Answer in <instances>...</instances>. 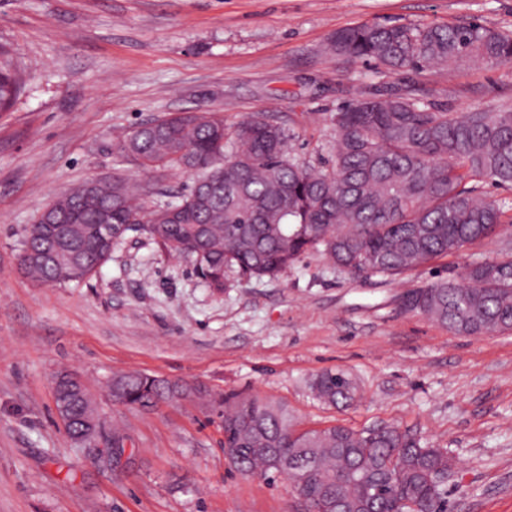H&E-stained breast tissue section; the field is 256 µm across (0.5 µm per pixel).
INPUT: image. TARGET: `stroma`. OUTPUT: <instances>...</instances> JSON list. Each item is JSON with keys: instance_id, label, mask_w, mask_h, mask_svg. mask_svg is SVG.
Instances as JSON below:
<instances>
[{"instance_id": "1", "label": "stroma", "mask_w": 512, "mask_h": 512, "mask_svg": "<svg viewBox=\"0 0 512 512\" xmlns=\"http://www.w3.org/2000/svg\"><path fill=\"white\" fill-rule=\"evenodd\" d=\"M472 20L512 30V0H0V46L26 77L0 112V512H303L288 480L225 461L218 401L229 393L286 405L301 430L399 424L451 450L448 512H512V334L458 336L398 302L492 255L511 226L389 280L312 253L278 278H235L215 293L189 261L132 232L87 283L44 286L19 270L27 228L75 183L191 185L188 172L144 175L115 149V131L196 109L229 125L260 113L317 167L337 107L409 79L331 54L336 31ZM418 81L457 112L512 105V64L474 61ZM325 369L349 372L359 400L317 401L310 381ZM61 371L82 376L104 426L125 434L131 465L100 467L68 437L53 399ZM118 371L208 394L117 405L106 382Z\"/></svg>"}]
</instances>
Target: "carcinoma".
<instances>
[{"label":"carcinoma","instance_id":"cac0c4a2","mask_svg":"<svg viewBox=\"0 0 512 512\" xmlns=\"http://www.w3.org/2000/svg\"><path fill=\"white\" fill-rule=\"evenodd\" d=\"M330 50L351 62L419 75L467 61L512 64V32L475 22L414 25L362 23L337 31ZM25 87L11 52L0 47V112ZM334 138L320 170L298 162L291 137L256 114L229 127L224 115L180 112L142 123L118 138V151L158 179L192 171L176 203L151 201L128 179L112 177V209L87 194V183L56 203L67 232L38 221L21 254L39 253L25 273L40 284L78 286L112 258L130 231L191 261L221 292L230 276L275 279L308 251L336 268L394 278L492 240L512 224V199H494L483 183L512 190V109L453 112L421 94L374 90L330 116ZM110 212L112 233L102 227ZM76 252L61 262L51 243ZM410 311L460 336L512 332V243L403 294ZM112 401L152 408L195 396L192 384L137 372L115 374ZM320 402L350 406L357 384L342 370L310 383ZM55 408L78 446L101 423L86 384L64 372L54 382ZM224 455L245 476L272 481L283 464L302 475L294 485L309 512H448L446 483L454 463L446 448L396 424L355 430L343 425L300 431L288 410L257 396H224Z\"/></svg>","mask_w":512,"mask_h":512}]
</instances>
